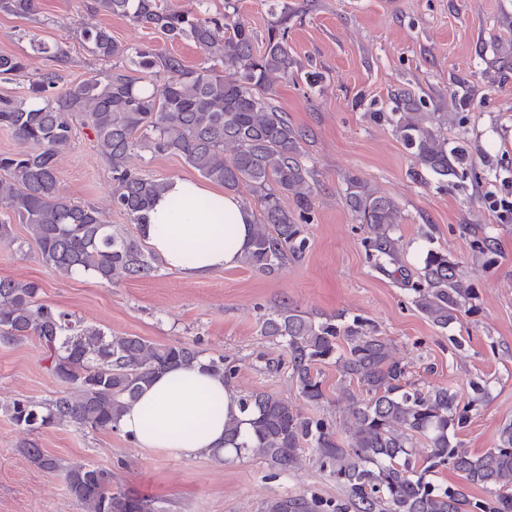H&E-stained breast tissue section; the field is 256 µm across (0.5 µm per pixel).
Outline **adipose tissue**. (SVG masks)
<instances>
[{
	"label": "adipose tissue",
	"instance_id": "adipose-tissue-1",
	"mask_svg": "<svg viewBox=\"0 0 512 512\" xmlns=\"http://www.w3.org/2000/svg\"><path fill=\"white\" fill-rule=\"evenodd\" d=\"M251 222L234 193L173 178L152 202L139 233L168 269L203 278L240 261ZM237 411L223 379L196 362L155 377L127 405L119 428L145 451L192 458L223 447L224 424Z\"/></svg>",
	"mask_w": 512,
	"mask_h": 512
}]
</instances>
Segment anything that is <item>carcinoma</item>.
<instances>
[{"label":"carcinoma","instance_id":"carcinoma-1","mask_svg":"<svg viewBox=\"0 0 512 512\" xmlns=\"http://www.w3.org/2000/svg\"><path fill=\"white\" fill-rule=\"evenodd\" d=\"M90 12L129 19L168 39H189L212 57V65L190 70L175 55L148 46H126L103 26L84 27L81 40L106 64L79 82H67L56 69L28 80L23 97L0 98V128L20 147L0 154V244L16 246L13 225L25 224L43 265L54 275H90L107 283L117 275L148 277L156 258L127 230L108 224L90 203L59 192L58 154L71 142L75 123L93 131L100 155L112 172V207L131 223L146 222L152 200L166 187L134 170L128 158L138 148L180 157L205 179L235 192L247 188L259 202L249 246L241 263L271 276L299 260L308 246L314 171L302 161L303 131L265 96L273 78L286 79L296 60L282 16L258 40L235 18L225 0L224 13L212 15L203 0L177 8L168 0H87ZM37 0H0V12L16 17L36 14ZM33 51L61 61L68 47L41 41ZM27 57L0 55V78L24 73ZM167 76L162 92L143 84L135 71ZM395 131L416 163L445 182L473 167L462 146L448 148L433 112L405 95L397 105ZM293 197L295 209L285 206ZM346 202L367 225L368 259L376 269L399 276L413 294L417 310L442 330L470 303L461 287L458 263L443 251L429 250L416 278L399 266L392 232L401 222L399 204L386 195L350 184ZM41 286L30 280L0 278V340H38L47 370L63 385L53 399L15 398L12 422L34 435L52 426L79 431H114L126 404L137 398L153 376L190 364L203 353L186 345L154 343L141 336L87 326L75 314L40 300ZM260 335L288 350V369L303 401L325 402L317 365L336 360L340 388L348 403L346 436L326 418L309 416L300 406L264 391L234 392L243 417L224 425L219 457L248 456L287 470L301 451L311 449L320 470L342 488L343 496L281 495L265 512H512V422L500 428L497 446L474 456L459 439L471 416L448 387L418 389L407 367L392 356L387 339L367 319L346 322L336 316L316 319L289 305L260 319ZM345 341L339 351V341ZM209 368L233 385L239 366L220 356ZM358 384L354 393L349 382ZM422 440L428 453L413 450ZM23 453L42 469L60 475L83 512H154V504L112 488V472L94 464L63 462L45 454L34 441ZM461 473L462 482L443 484L433 476ZM485 495L475 498L470 489Z\"/></svg>","mask_w":512,"mask_h":512}]
</instances>
